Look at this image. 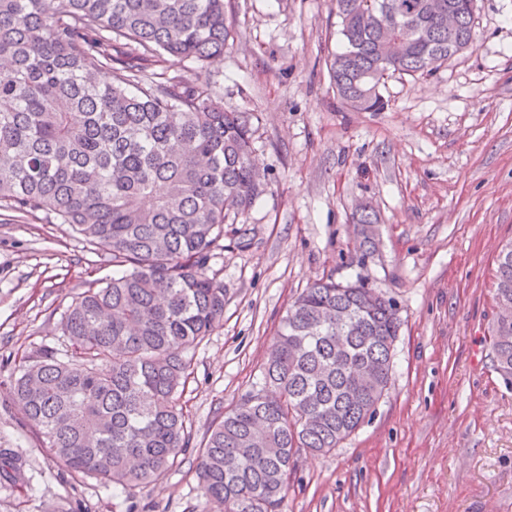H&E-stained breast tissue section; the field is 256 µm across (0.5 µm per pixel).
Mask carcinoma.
Instances as JSON below:
<instances>
[{
  "label": "carcinoma",
  "mask_w": 512,
  "mask_h": 512,
  "mask_svg": "<svg viewBox=\"0 0 512 512\" xmlns=\"http://www.w3.org/2000/svg\"><path fill=\"white\" fill-rule=\"evenodd\" d=\"M336 0L341 48L327 68L336 98L378 112L395 74L432 75L474 44V0ZM233 37L224 0H0V209L44 212L111 255L122 274L76 296L47 347L13 381L27 422L74 479L145 487L191 445L178 388L184 353L224 317L212 266L224 225L263 192L256 129L207 82L157 71L165 56L200 73ZM110 80L101 82L102 73ZM361 216L363 257L375 252ZM496 308L512 313V241L497 258ZM396 303L360 277L320 279L282 318L263 388L224 413L199 449L211 512H279L300 448L329 452L388 390ZM512 385V317L489 336ZM22 461L0 448V476Z\"/></svg>",
  "instance_id": "carcinoma-1"
}]
</instances>
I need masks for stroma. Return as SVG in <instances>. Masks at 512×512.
<instances>
[{
	"instance_id": "obj_1",
	"label": "stroma",
	"mask_w": 512,
	"mask_h": 512,
	"mask_svg": "<svg viewBox=\"0 0 512 512\" xmlns=\"http://www.w3.org/2000/svg\"><path fill=\"white\" fill-rule=\"evenodd\" d=\"M234 37L202 78L257 117L267 188L224 227V318L191 350L179 400L192 446L132 489L73 480L25 420L12 380L54 345L61 313L115 276L105 251L36 213L0 216V512H207L198 450L259 389L282 316L313 282L363 276L398 305L390 388L326 454L299 450L280 512H512V385L491 361L496 259L512 240V0H475L473 48L429 77L389 79L379 112L337 102L326 61L336 0H225ZM377 216L362 259L354 224Z\"/></svg>"
}]
</instances>
